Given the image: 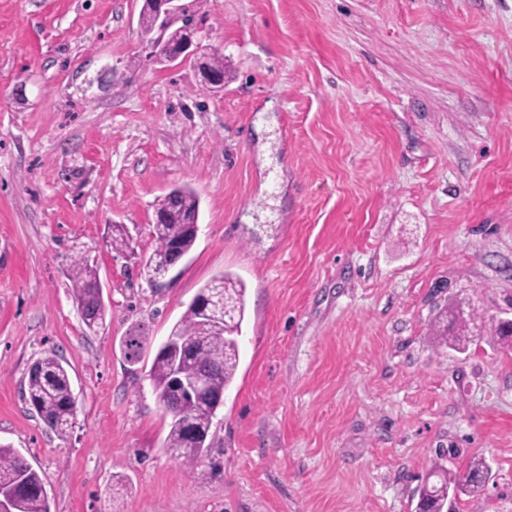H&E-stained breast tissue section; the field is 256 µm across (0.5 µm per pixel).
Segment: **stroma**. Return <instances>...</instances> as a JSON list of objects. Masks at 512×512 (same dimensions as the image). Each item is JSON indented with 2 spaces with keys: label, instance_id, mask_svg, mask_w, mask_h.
Instances as JSON below:
<instances>
[{
  "label": "stroma",
  "instance_id": "obj_1",
  "mask_svg": "<svg viewBox=\"0 0 512 512\" xmlns=\"http://www.w3.org/2000/svg\"><path fill=\"white\" fill-rule=\"evenodd\" d=\"M183 2L200 43L176 64L145 0H0V443L51 512H414L435 463L475 457L492 478L457 512H512V0ZM215 52L219 93L196 69ZM183 185L200 232L157 290L138 261ZM225 271L240 361L197 470L166 453L147 373ZM460 302L482 328L463 353L434 336ZM48 353L79 404L65 440L22 397ZM70 280L71 292L81 319L85 327L94 332L103 326L106 317V307L100 303L98 295L101 286L96 288L99 283L97 268L88 259H80L70 270ZM121 351L127 363L138 364L142 360L143 352L148 345V336L134 331L121 339Z\"/></svg>",
  "mask_w": 512,
  "mask_h": 512
}]
</instances>
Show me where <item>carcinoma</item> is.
<instances>
[{
  "label": "carcinoma",
  "mask_w": 512,
  "mask_h": 512,
  "mask_svg": "<svg viewBox=\"0 0 512 512\" xmlns=\"http://www.w3.org/2000/svg\"><path fill=\"white\" fill-rule=\"evenodd\" d=\"M178 196L177 207L164 197L155 207L160 219L151 225L154 250L141 259L140 274L153 286L162 278V259L176 247L188 254L196 242L193 225L188 220L199 215V198L188 187L172 190ZM71 292L85 327L91 331L103 326L106 307L100 303L96 266L87 259L76 261L70 270ZM224 298L227 312L209 318L190 304L174 324V340L157 349L148 379L157 399L163 404L174 394L175 376L188 379L207 373L211 393L220 395L232 382L240 360L237 336L245 318L246 287L244 282L222 272L205 285ZM469 320L456 310L448 313L446 327L436 330L442 344L453 342L467 347L471 339L463 335ZM148 345V337L138 331L121 339V351L127 363H139ZM27 389L23 398L44 424L58 437L65 438L77 415L76 396L70 374L57 355L48 353L31 363L27 370ZM216 410L206 400L182 395L179 415L171 416L164 447L171 456L189 466H196L207 456L208 437ZM487 463L474 459L466 468L452 472L440 465L431 469L417 494L419 505L428 512H444L448 492L476 494L485 487ZM7 499L11 512H50L44 482L39 473L14 448L0 445V497Z\"/></svg>",
  "instance_id": "obj_1"
}]
</instances>
